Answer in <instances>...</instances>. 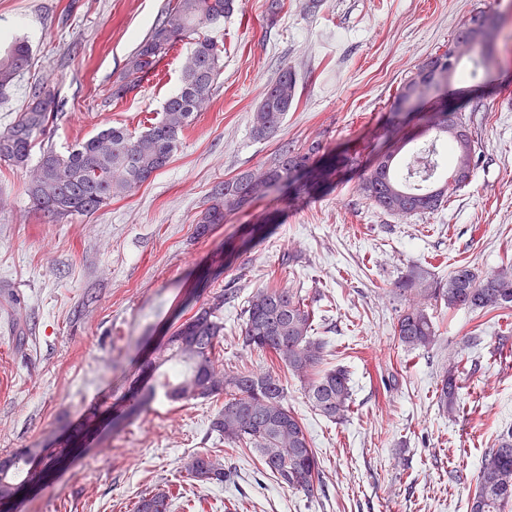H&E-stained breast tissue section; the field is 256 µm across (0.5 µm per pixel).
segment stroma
Instances as JSON below:
<instances>
[{"label": "stroma", "instance_id": "stroma-1", "mask_svg": "<svg viewBox=\"0 0 512 512\" xmlns=\"http://www.w3.org/2000/svg\"><path fill=\"white\" fill-rule=\"evenodd\" d=\"M169 2L0 0V33L31 48L0 99V130L47 80L62 110L32 160L107 124L140 132L178 89L190 41L126 97L112 99V87ZM264 3L237 0L212 29L223 59L212 100L132 195L55 223L30 200L28 170L0 162V458L28 448L45 464L59 436L91 425L17 512H132L142 493L165 485L180 494L172 512H467L484 453L512 426V310L429 305L437 341L407 351L394 336L404 302L393 291L414 264L444 279L462 264L484 275L512 262V0H284L273 21ZM479 10L500 19L493 67L433 94L474 126L471 180L433 214H385L358 190L370 151L389 147L378 125L397 86ZM285 65L299 102L276 136L255 139L252 113ZM282 140L321 141L337 175L301 200L267 197L198 234L214 186L268 162ZM268 285L320 293L322 366H344L351 378L343 424L320 416L299 379L287 378L288 405L322 465L311 498L276 482L245 448L222 449L232 471L224 486L180 481L190 455L220 449L209 432L219 400L180 406L159 394L112 428L175 327L224 289L237 291L224 310L225 365L270 368L237 342L242 304ZM459 354L477 366L464 370L450 416L436 389Z\"/></svg>", "mask_w": 512, "mask_h": 512}]
</instances>
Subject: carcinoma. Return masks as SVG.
Returning <instances> with one entry per match:
<instances>
[{"label": "carcinoma", "mask_w": 512, "mask_h": 512, "mask_svg": "<svg viewBox=\"0 0 512 512\" xmlns=\"http://www.w3.org/2000/svg\"><path fill=\"white\" fill-rule=\"evenodd\" d=\"M235 0H175L173 8L140 42L125 65L122 80L112 86L111 97L119 100L134 91L143 77L151 74L160 59L178 40L193 41L181 68L178 90L165 102L160 118L137 134L123 126L108 125L65 154L43 150L28 182V193L37 209L58 221L88 216L114 198L130 195L178 151L183 132L210 103L222 68V50L209 36L224 16L234 10ZM494 38L478 45V54L468 59L463 71L474 81L487 69ZM447 58L442 52L426 59L397 89L395 101L417 85V77ZM30 63L26 41L13 38L0 49V98L6 96L16 76ZM57 90L48 83L35 86L25 112L0 131V161L26 169L37 136L57 118ZM297 98L295 72L283 66L269 82L252 116V132L266 139L281 127ZM413 118L434 139L443 143L451 156L446 176L431 188L411 185V179L428 182L435 178L439 163L432 154L412 156L413 169L406 173L395 165L405 147L395 140L382 157H375L359 185L361 193L382 212L393 216L431 214L450 204L454 193L470 181L476 141L470 120L462 113L448 114L432 109L415 112ZM323 150L313 141L298 145L282 142L272 158L258 169H247L224 179L212 190L208 206L198 220L203 234L213 224L264 198L267 192L295 186V198L310 193L312 185L299 182L301 175L315 179L333 175L330 167L318 170L314 163ZM396 294L408 299L398 315L394 336L406 350L428 349L436 341V330L425 303H440L450 309L488 313L512 308V265L482 276L460 266L445 280L431 276L417 265L408 268L394 283ZM233 294L223 290L202 304L159 349L150 365L158 374L163 396L171 403L224 397L213 416L210 430L231 448H250L263 468L281 484L311 496L322 484V469L311 448L301 419L288 408V388L277 369L296 375L307 402L326 419L342 423L352 412L348 371L337 366L322 371L325 342L312 336L316 312L301 288L269 286L257 289L240 313L241 345L267 355L276 369L252 372L227 370L219 360L224 336V303ZM462 362L448 366L442 375L439 403L454 414L459 409L457 378ZM155 386L136 397L119 420L146 409L155 398ZM192 482L222 485L230 480L224 456L207 452L192 454L184 465ZM46 471L34 466V454L19 449L0 461V506L10 512L19 490L44 481ZM173 493L155 488L139 497L133 512H171ZM512 502V428L502 432L497 443L483 456L476 478V491L468 512H505Z\"/></svg>", "instance_id": "obj_1"}]
</instances>
